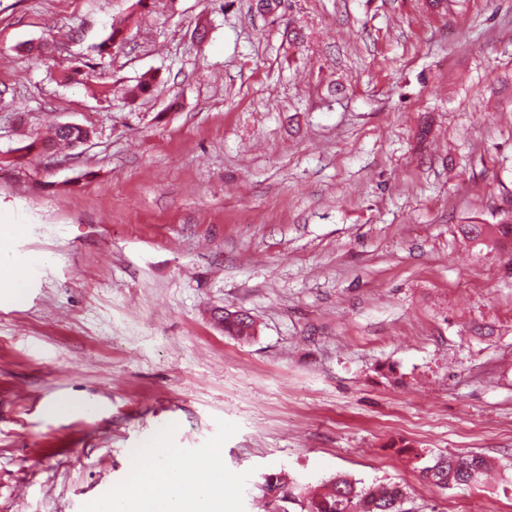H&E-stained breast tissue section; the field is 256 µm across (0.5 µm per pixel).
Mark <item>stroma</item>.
Segmentation results:
<instances>
[{"mask_svg": "<svg viewBox=\"0 0 512 512\" xmlns=\"http://www.w3.org/2000/svg\"><path fill=\"white\" fill-rule=\"evenodd\" d=\"M257 3L0 0V225L41 258L0 296V512H88L160 430L222 446L224 512L280 470L512 512V245L460 232L512 208V0ZM57 122L92 135L18 159ZM440 453L495 468L432 489ZM224 335L237 338L239 340L248 341L256 333V326L251 316L243 310H229L224 308V311L217 316Z\"/></svg>", "mask_w": 512, "mask_h": 512, "instance_id": "obj_1", "label": "stroma"}]
</instances>
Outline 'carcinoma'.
<instances>
[{
    "label": "carcinoma",
    "instance_id": "obj_1",
    "mask_svg": "<svg viewBox=\"0 0 512 512\" xmlns=\"http://www.w3.org/2000/svg\"><path fill=\"white\" fill-rule=\"evenodd\" d=\"M125 41L121 24L112 25L110 35L97 46L100 55L120 48ZM155 87L154 77H142L126 91L136 101L149 96ZM91 131L81 125H57L47 137L36 136L25 146L29 153L49 152L58 146L77 147L90 139ZM465 237L479 244L487 240H512V211L496 224H465ZM224 335L247 341L255 336L256 326L243 310L224 309L218 315ZM487 468V461L478 454L449 453L433 458V463L422 469L424 480L431 486L445 490L457 486H475ZM266 512H407L405 490L396 483H374L363 486L347 476H335L311 489L302 486L284 471L263 476L261 484Z\"/></svg>",
    "mask_w": 512,
    "mask_h": 512
}]
</instances>
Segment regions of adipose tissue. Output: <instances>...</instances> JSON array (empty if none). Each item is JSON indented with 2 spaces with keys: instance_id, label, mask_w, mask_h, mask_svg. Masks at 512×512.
Wrapping results in <instances>:
<instances>
[{
  "instance_id": "adipose-tissue-1",
  "label": "adipose tissue",
  "mask_w": 512,
  "mask_h": 512,
  "mask_svg": "<svg viewBox=\"0 0 512 512\" xmlns=\"http://www.w3.org/2000/svg\"><path fill=\"white\" fill-rule=\"evenodd\" d=\"M14 229L0 226V269L10 272L0 282V292L18 299L34 264L33 257L9 245ZM130 482L91 506L90 512H222L224 508V450L175 458L165 434H158L145 448L129 453Z\"/></svg>"
}]
</instances>
